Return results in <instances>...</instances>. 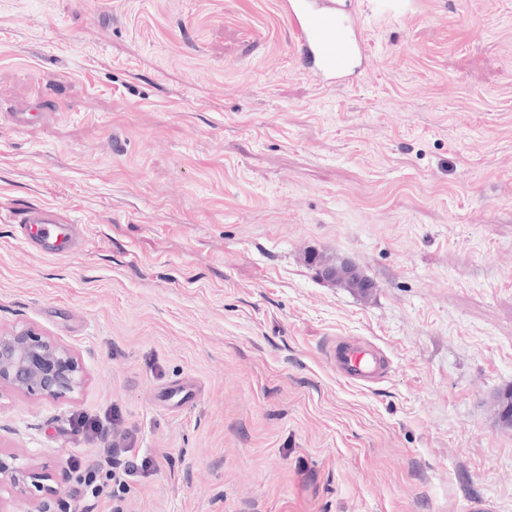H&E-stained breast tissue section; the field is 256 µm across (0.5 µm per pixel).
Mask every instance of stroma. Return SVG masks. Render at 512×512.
Returning a JSON list of instances; mask_svg holds the SVG:
<instances>
[{"label": "stroma", "instance_id": "1", "mask_svg": "<svg viewBox=\"0 0 512 512\" xmlns=\"http://www.w3.org/2000/svg\"><path fill=\"white\" fill-rule=\"evenodd\" d=\"M364 22L363 76L319 89L277 0H0V331L87 375L0 392L50 475L0 512H69L103 446L71 423L107 413L157 467L90 512H512V0ZM43 207L80 255L27 246ZM339 336L386 376L338 377ZM336 282L346 288H354L356 291L367 292L374 287V283L364 277L358 268L351 263H342L336 266ZM329 357L339 376L362 385L380 380L387 372L382 350L362 338H338L329 350Z\"/></svg>", "mask_w": 512, "mask_h": 512}]
</instances>
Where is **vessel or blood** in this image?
Here are the masks:
<instances>
[{
    "mask_svg": "<svg viewBox=\"0 0 512 512\" xmlns=\"http://www.w3.org/2000/svg\"><path fill=\"white\" fill-rule=\"evenodd\" d=\"M278 11L289 33V46L316 87H342L358 80L370 43L349 0H278ZM21 222L27 244L37 252L46 256L73 253L72 229L57 223L52 209L24 213ZM329 357L339 376L362 385L380 380L387 372L382 350L362 338H338Z\"/></svg>",
    "mask_w": 512,
    "mask_h": 512,
    "instance_id": "1",
    "label": "vessel or blood"
}]
</instances>
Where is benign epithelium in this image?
Wrapping results in <instances>:
<instances>
[{
    "instance_id": "7a95c632",
    "label": "benign epithelium",
    "mask_w": 512,
    "mask_h": 512,
    "mask_svg": "<svg viewBox=\"0 0 512 512\" xmlns=\"http://www.w3.org/2000/svg\"><path fill=\"white\" fill-rule=\"evenodd\" d=\"M324 278L367 292L374 283L351 263L336 268L323 265ZM86 381L81 361L66 346L31 327L0 332V390L9 388L40 398L54 399L81 391ZM37 480L33 467L16 452L0 450V489L27 494L28 480Z\"/></svg>"
}]
</instances>
